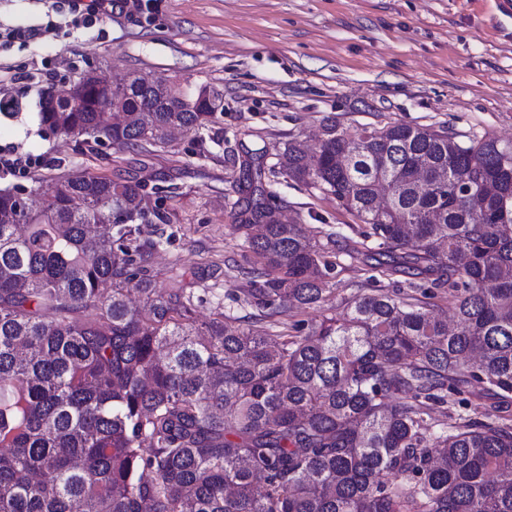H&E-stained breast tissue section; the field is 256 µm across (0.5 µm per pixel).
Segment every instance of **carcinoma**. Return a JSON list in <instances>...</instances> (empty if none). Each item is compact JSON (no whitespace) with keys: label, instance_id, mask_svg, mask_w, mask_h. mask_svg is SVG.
I'll return each instance as SVG.
<instances>
[{"label":"carcinoma","instance_id":"obj_1","mask_svg":"<svg viewBox=\"0 0 512 512\" xmlns=\"http://www.w3.org/2000/svg\"><path fill=\"white\" fill-rule=\"evenodd\" d=\"M201 89L132 73L86 83L76 112L45 93L50 134L142 159L51 199L0 193V512H512V417L439 422L466 387L512 395V142L329 120L318 150L288 143L285 175L370 225L360 254L427 284L308 325L278 317L332 292L333 233L282 222L246 155L235 219L261 315L219 302L201 322L203 298L177 272L159 290L132 239L176 218L140 173L171 131L215 123L223 94Z\"/></svg>","mask_w":512,"mask_h":512}]
</instances>
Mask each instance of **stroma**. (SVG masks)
I'll return each instance as SVG.
<instances>
[{
    "instance_id": "stroma-1",
    "label": "stroma",
    "mask_w": 512,
    "mask_h": 512,
    "mask_svg": "<svg viewBox=\"0 0 512 512\" xmlns=\"http://www.w3.org/2000/svg\"><path fill=\"white\" fill-rule=\"evenodd\" d=\"M45 0H0V28L37 27L27 42L0 47V147L29 156L31 167L0 173V190L46 186L70 173L113 174L133 161L108 142L49 136L41 122L50 86L95 68L110 81L130 72L205 83L224 95V111L199 133L177 135L148 158L149 185L174 183L165 199L176 224L139 225L152 264L177 269L190 288L213 289L234 317L248 283L232 217L240 172L231 155L264 152L280 216L335 233L343 256L326 304L378 291L409 294L406 276L380 275L352 253L363 227L334 196L281 173L289 141L317 149L335 119L365 125L443 126L512 140V0H142L141 6L68 31L50 27ZM219 279H209L212 269Z\"/></svg>"
}]
</instances>
